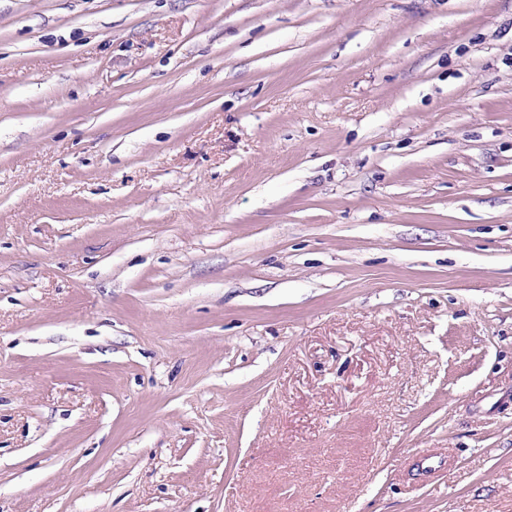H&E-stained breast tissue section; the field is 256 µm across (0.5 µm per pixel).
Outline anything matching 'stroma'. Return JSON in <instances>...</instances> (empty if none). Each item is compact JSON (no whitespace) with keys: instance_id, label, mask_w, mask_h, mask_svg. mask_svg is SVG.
<instances>
[{"instance_id":"35a3bbf8","label":"stroma","mask_w":512,"mask_h":512,"mask_svg":"<svg viewBox=\"0 0 512 512\" xmlns=\"http://www.w3.org/2000/svg\"><path fill=\"white\" fill-rule=\"evenodd\" d=\"M0 512H512V0H0Z\"/></svg>"}]
</instances>
